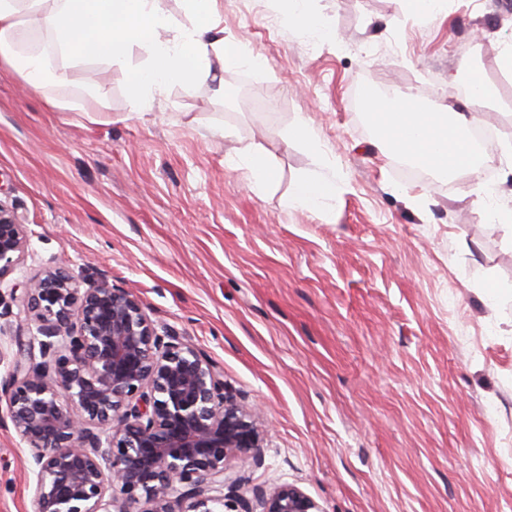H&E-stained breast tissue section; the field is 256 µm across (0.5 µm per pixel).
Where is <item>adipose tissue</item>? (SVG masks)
I'll return each instance as SVG.
<instances>
[{
    "label": "adipose tissue",
    "mask_w": 512,
    "mask_h": 512,
    "mask_svg": "<svg viewBox=\"0 0 512 512\" xmlns=\"http://www.w3.org/2000/svg\"><path fill=\"white\" fill-rule=\"evenodd\" d=\"M191 27L174 26L161 0H0V68L22 74L34 89L64 83L66 69L94 59L122 62L132 44L148 53L130 84L136 111L151 110L158 95L173 85L186 87L214 78L222 68L250 65L236 42L225 41L218 0H186ZM44 32L62 61L50 69L44 56L11 50L22 29ZM379 124L380 140L392 153L416 166L443 174L478 173L472 157V113L424 112L405 100L378 96L365 102ZM336 195L335 179L306 176L294 185L290 205L322 210Z\"/></svg>",
    "instance_id": "1"
}]
</instances>
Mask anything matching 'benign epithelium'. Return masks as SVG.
Segmentation results:
<instances>
[{
  "label": "benign epithelium",
  "mask_w": 512,
  "mask_h": 512,
  "mask_svg": "<svg viewBox=\"0 0 512 512\" xmlns=\"http://www.w3.org/2000/svg\"><path fill=\"white\" fill-rule=\"evenodd\" d=\"M26 245L21 217L0 205V280ZM13 301L41 335V360L20 342L0 377L37 512H224L230 496L234 512H321L296 486L250 488L230 474L238 455L262 462L256 411L212 362L158 331L139 298L105 276L83 288L57 267Z\"/></svg>",
  "instance_id": "1"
}]
</instances>
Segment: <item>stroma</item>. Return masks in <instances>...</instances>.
Here are the masks:
<instances>
[{
  "instance_id": "obj_1",
  "label": "stroma",
  "mask_w": 512,
  "mask_h": 512,
  "mask_svg": "<svg viewBox=\"0 0 512 512\" xmlns=\"http://www.w3.org/2000/svg\"><path fill=\"white\" fill-rule=\"evenodd\" d=\"M224 37L253 67L169 88L131 107L145 53L69 68L31 89L0 69V205L28 248L0 281L9 295L62 266L107 276L224 372L258 408L264 459L232 460L250 485L301 488L321 512H512V241L478 203L512 210V162L478 177L411 179L379 150L365 96L401 89L424 109L460 99L512 140V0H306L324 37L297 32L283 0H219ZM110 90L107 105L85 93ZM276 105L228 107L239 84ZM307 120L318 149L289 139ZM264 148L274 178L257 190L242 163ZM309 175L336 179L327 211L287 205ZM0 401V512H36L31 458Z\"/></svg>"
}]
</instances>
